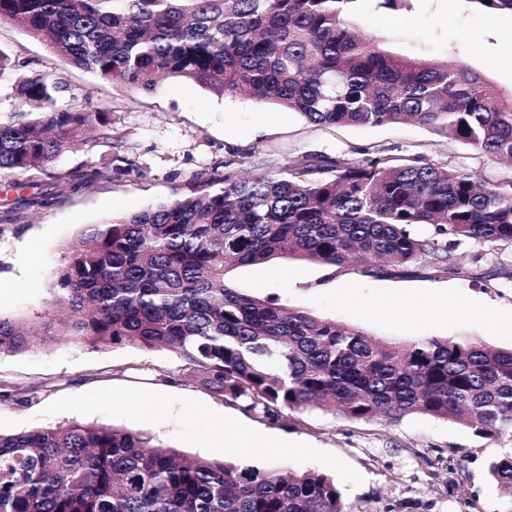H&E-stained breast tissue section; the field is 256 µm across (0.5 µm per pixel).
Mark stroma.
Wrapping results in <instances>:
<instances>
[{
    "label": "stroma",
    "mask_w": 512,
    "mask_h": 512,
    "mask_svg": "<svg viewBox=\"0 0 512 512\" xmlns=\"http://www.w3.org/2000/svg\"><path fill=\"white\" fill-rule=\"evenodd\" d=\"M356 19L385 49L433 61H465L512 92V14L490 16L471 0H409L393 12L358 0ZM0 50L26 73L62 82L71 104L112 117L110 139L88 134L60 153L49 174L0 173V317L43 327V342L0 354V433L77 421L141 431L191 457L332 475L347 512H512V493L489 474L507 437H482L453 421L410 414L357 421L340 411H283L270 419L204 387L166 348L94 346L63 335L50 313L52 288L87 225L189 193L198 177L273 174L306 159L318 175L372 157L462 170L496 186L512 165L412 123L323 125L245 95L225 97L189 80L151 93L100 80L59 59L18 23L0 20ZM80 172L58 193L52 172ZM40 206H30L32 197ZM455 273L430 257L367 276L359 268L277 259L238 267L229 284L360 328L381 341L469 338L512 347V246L460 240ZM288 449L250 448L253 436Z\"/></svg>",
    "instance_id": "1"
}]
</instances>
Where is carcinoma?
I'll return each instance as SVG.
<instances>
[{
    "instance_id": "cac0c4a2",
    "label": "carcinoma",
    "mask_w": 512,
    "mask_h": 512,
    "mask_svg": "<svg viewBox=\"0 0 512 512\" xmlns=\"http://www.w3.org/2000/svg\"><path fill=\"white\" fill-rule=\"evenodd\" d=\"M357 0H0L67 63L151 92L185 79L248 94L316 124L411 120L512 162V95L464 62L393 54L364 36ZM494 14L512 0H471ZM18 113L0 119V171L46 173L107 112L18 73L0 49ZM512 245V192L460 170L370 158L328 178L291 162L276 174L210 177L191 192L92 224L70 247L52 305L93 345L166 347L215 395L260 409L341 410L354 420L420 414L512 438V349L427 338L382 343L364 330L232 287L243 265L293 258L367 275L427 253L453 273L446 239ZM37 328L0 317V353ZM512 492V450L489 466ZM0 512H346L334 479L186 457L152 436L72 422L0 433Z\"/></svg>"
}]
</instances>
